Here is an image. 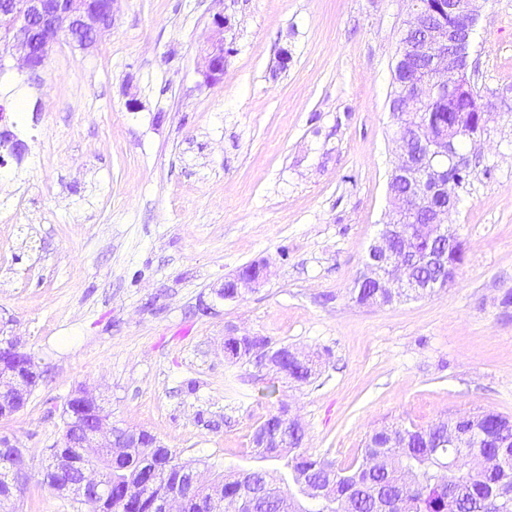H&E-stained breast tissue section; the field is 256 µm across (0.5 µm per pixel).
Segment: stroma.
Returning a JSON list of instances; mask_svg holds the SVG:
<instances>
[{"mask_svg":"<svg viewBox=\"0 0 512 512\" xmlns=\"http://www.w3.org/2000/svg\"><path fill=\"white\" fill-rule=\"evenodd\" d=\"M477 6L468 74L492 118L451 216L465 260L452 287L382 307L350 290L389 210L403 0H117L111 31L60 39L37 81L6 60L24 146L0 156V332L41 374L0 419L31 471L16 512H86L44 481L81 388L209 477L280 476L253 434L282 401L339 468L383 426L512 416V0ZM252 263L264 284L223 298ZM242 334L319 356V375L228 360ZM224 27H226L224 14H216L212 22L213 35L201 52L202 73L209 84L220 82L224 76V63L228 54V50L224 47Z\"/></svg>","mask_w":512,"mask_h":512,"instance_id":"obj_1","label":"stroma"}]
</instances>
